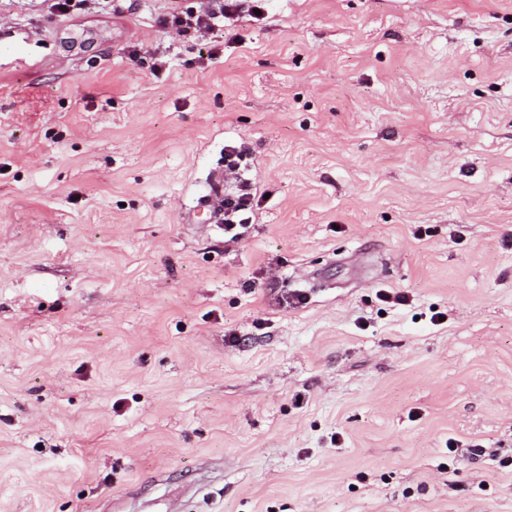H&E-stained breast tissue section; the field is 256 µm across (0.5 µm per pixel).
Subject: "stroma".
Masks as SVG:
<instances>
[{
  "instance_id": "obj_1",
  "label": "stroma",
  "mask_w": 512,
  "mask_h": 512,
  "mask_svg": "<svg viewBox=\"0 0 512 512\" xmlns=\"http://www.w3.org/2000/svg\"><path fill=\"white\" fill-rule=\"evenodd\" d=\"M169 6L0 0V512H512V0ZM219 20V16H215L213 12L206 14H196L194 11H180L173 8L164 20L167 28L173 30L178 36H197V33L209 31L215 25V21ZM210 22H213L212 24ZM251 184H245L235 192L224 194V235L237 239L239 228L252 221L256 192Z\"/></svg>"
}]
</instances>
